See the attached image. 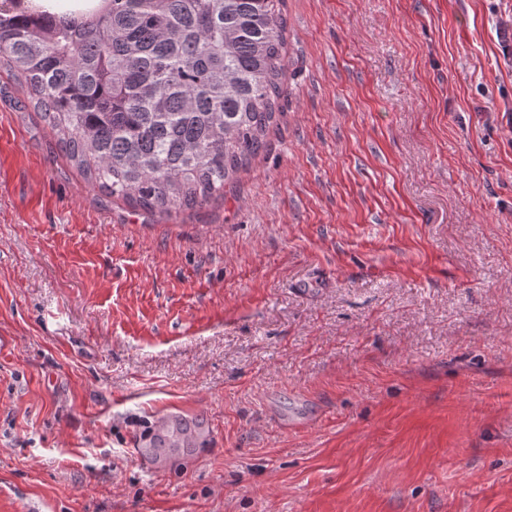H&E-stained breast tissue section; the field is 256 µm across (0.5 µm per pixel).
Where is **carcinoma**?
<instances>
[{
	"label": "carcinoma",
	"instance_id": "obj_1",
	"mask_svg": "<svg viewBox=\"0 0 512 512\" xmlns=\"http://www.w3.org/2000/svg\"><path fill=\"white\" fill-rule=\"evenodd\" d=\"M285 0H0V64L105 194L171 213L224 196L286 92Z\"/></svg>",
	"mask_w": 512,
	"mask_h": 512
}]
</instances>
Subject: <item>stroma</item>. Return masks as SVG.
I'll return each instance as SVG.
<instances>
[{
    "label": "stroma",
    "mask_w": 512,
    "mask_h": 512,
    "mask_svg": "<svg viewBox=\"0 0 512 512\" xmlns=\"http://www.w3.org/2000/svg\"><path fill=\"white\" fill-rule=\"evenodd\" d=\"M285 12L269 150L168 215L0 70V512H512V0ZM198 411L173 408L168 411L156 425L151 437L145 444L137 443L136 457L150 471H157L158 460L176 452L171 448L174 430L187 429L192 433V442L205 446L209 441V432L195 426Z\"/></svg>",
    "instance_id": "1"
}]
</instances>
